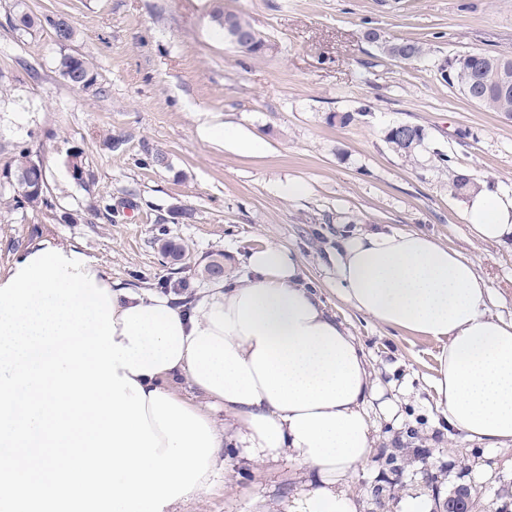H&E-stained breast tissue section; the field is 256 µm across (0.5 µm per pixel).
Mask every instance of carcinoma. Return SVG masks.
I'll list each match as a JSON object with an SVG mask.
<instances>
[{
    "label": "carcinoma",
    "instance_id": "cac0c4a2",
    "mask_svg": "<svg viewBox=\"0 0 512 512\" xmlns=\"http://www.w3.org/2000/svg\"><path fill=\"white\" fill-rule=\"evenodd\" d=\"M211 19L220 36L230 29L243 37L252 38L251 45L247 46V53L257 55L265 51L264 38L256 33L255 28L244 17L218 11L212 14ZM44 23L53 28L60 45L64 46L72 41L74 29L64 15L53 14L38 18L27 13L22 4H17V13L12 21L14 29L27 32ZM364 38L389 57L403 63L420 59L430 51L427 43L419 39L388 38L377 29L365 31ZM478 56L481 57L478 68L466 56L455 55L444 59V83L457 87L466 99L479 107L491 112L512 114V58L485 52L478 53ZM58 72L70 84L82 90H90L97 84L96 73L82 55L61 54ZM385 142L393 151L411 161L423 149L425 132L418 125L399 122L388 128ZM32 158L33 154L28 148L17 149L13 163L0 170V181L13 188L14 209L40 212L54 221L57 219V207L48 197V183H43V189L39 192L25 191L24 179Z\"/></svg>",
    "mask_w": 512,
    "mask_h": 512
}]
</instances>
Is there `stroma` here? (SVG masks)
<instances>
[{"label":"stroma","instance_id":"stroma-1","mask_svg":"<svg viewBox=\"0 0 512 512\" xmlns=\"http://www.w3.org/2000/svg\"><path fill=\"white\" fill-rule=\"evenodd\" d=\"M34 15L62 13L76 35L60 46L50 26L13 30L15 0H0V167L26 146L47 166L57 206L71 224L12 211L0 184V270L27 247L73 245L113 280L134 288L187 282L224 261L225 281L246 273L265 244L298 254L305 284L355 336L376 376L367 410L376 444L347 484L359 512H406L424 495L430 512L459 490L471 512H512V450H492L450 428L432 379L438 343L376 325L336 290L328 261L338 228H394L435 236L475 261L492 314L512 319V240L477 238L464 218L469 196L454 177L512 191V117L468 102L440 81L438 58L468 52L512 57V0H24ZM245 17L267 41L250 55L216 38V8ZM417 37L431 55L389 58L363 34ZM85 56L98 93L57 71L61 52ZM207 120L240 126L264 143L257 156L200 138ZM421 126L425 149L410 162L384 133ZM167 164L149 165L155 152ZM448 154L439 167L434 152ZM94 176L78 183L69 160ZM307 192L288 197L289 182ZM113 213H105L104 203ZM392 402L386 413L382 402ZM208 494L175 512H287L318 485L279 459L245 461L235 439Z\"/></svg>","mask_w":512,"mask_h":512}]
</instances>
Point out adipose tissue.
<instances>
[{"label": "adipose tissue", "mask_w": 512, "mask_h": 512, "mask_svg": "<svg viewBox=\"0 0 512 512\" xmlns=\"http://www.w3.org/2000/svg\"><path fill=\"white\" fill-rule=\"evenodd\" d=\"M199 134L238 154L264 149L230 124L206 123ZM466 218L482 240L512 239V193L479 190ZM332 263L351 308L439 344L433 387L448 426L485 447L511 448L512 319L490 314V286L477 265L427 234L404 230L346 234ZM247 266V277L214 284L190 308H177L180 361L135 380L144 391L178 398L215 434L197 492L227 468L224 429L213 416L221 409L233 418V436L245 444L249 461L285 456L319 477V487L294 500L289 512H357L345 480L373 451L365 405L377 396L361 346L304 285L293 252L264 245L250 252ZM86 268L97 286L109 289L115 342L123 340L125 310L171 303L112 281L98 263ZM181 381L189 396H179Z\"/></svg>", "instance_id": "ef3b65f1"}]
</instances>
